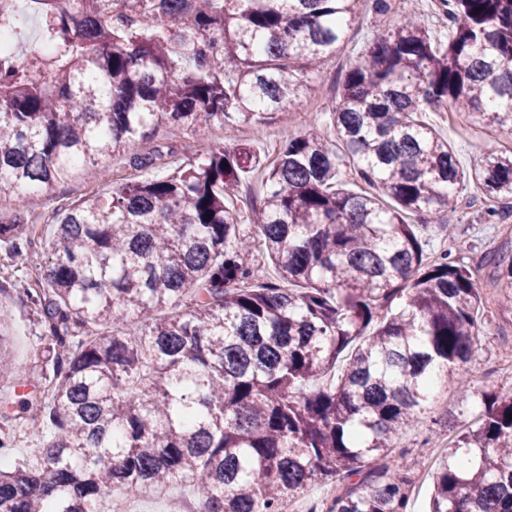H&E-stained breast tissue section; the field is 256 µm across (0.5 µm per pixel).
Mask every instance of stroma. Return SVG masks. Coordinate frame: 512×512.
Masks as SVG:
<instances>
[{"instance_id": "1", "label": "stroma", "mask_w": 512, "mask_h": 512, "mask_svg": "<svg viewBox=\"0 0 512 512\" xmlns=\"http://www.w3.org/2000/svg\"><path fill=\"white\" fill-rule=\"evenodd\" d=\"M382 22V17L371 13L357 14L340 51L328 56L320 67L308 74L299 104L267 116L261 126L237 127L234 141L252 144L264 160L270 161L275 157L276 148L298 128L323 130L324 114L332 108L346 70L363 51L367 33ZM422 119L447 140L461 170H470L475 159L485 151L512 149V131L487 125L479 114L465 116L438 111L424 113ZM224 140V132L218 127L192 134L161 126L150 140L140 143L139 149L148 152L159 148L169 152V161L176 166L202 159L209 147ZM102 166L104 174L100 180L71 181L56 187L50 194L33 197L22 209L11 198L0 199V224L23 225L31 241L27 260L22 265L16 263L9 245L0 241V307L10 315L9 350L18 366L29 365L32 347L39 344L45 334L42 312L28 302L27 296L43 287L44 272L54 259L44 233L52 209L89 196L106 197L116 185L141 182L160 174L156 168H132L120 157L103 159ZM485 210L482 193L469 188L461 204L462 221L454 234L430 231V249L436 255L448 250L462 258L473 270L484 295V317L490 322V330L482 339L476 364L469 370L472 387L477 391L489 387L512 393V375L501 369L502 364L512 358V315L501 312L497 290L491 285L492 268L484 261L488 251L512 243V205L499 203V217L493 224L486 223ZM45 385V380L33 379L0 388V433L7 432L12 437L9 459L32 455L46 445L45 440L29 432L33 417L39 413L38 402ZM427 434L428 425L421 422L397 441L398 446L410 450L408 460L417 483L411 496L412 512H427L432 473L442 455V443L451 437L448 429H440V446L425 448L421 442Z\"/></svg>"}]
</instances>
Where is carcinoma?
Masks as SVG:
<instances>
[{
  "label": "carcinoma",
  "instance_id": "cac0c4a2",
  "mask_svg": "<svg viewBox=\"0 0 512 512\" xmlns=\"http://www.w3.org/2000/svg\"><path fill=\"white\" fill-rule=\"evenodd\" d=\"M38 47L0 52V197L19 204L102 159L167 165L137 146L158 125L192 133L260 123L295 104L362 10L389 0H24ZM448 43L406 11L372 32L328 131L301 129L264 163L220 144L150 181L54 212L55 260L33 303L56 351L41 404L50 442L0 471V512H95L123 486L185 483L199 512H410L396 439L441 387L478 396L433 475L429 512H512V394L471 391L482 293L431 225L453 234L468 186L512 201V149L460 170L419 115L474 110L512 131V0H443ZM342 145L339 155L336 145ZM392 199L340 186L341 158ZM265 170L263 201L230 195ZM408 214L418 223L409 224ZM14 257L30 241L0 225ZM277 270L265 280L255 246ZM512 311V253L487 254ZM136 320L141 329L124 330ZM0 310V379L18 376Z\"/></svg>",
  "mask_w": 512,
  "mask_h": 512
}]
</instances>
